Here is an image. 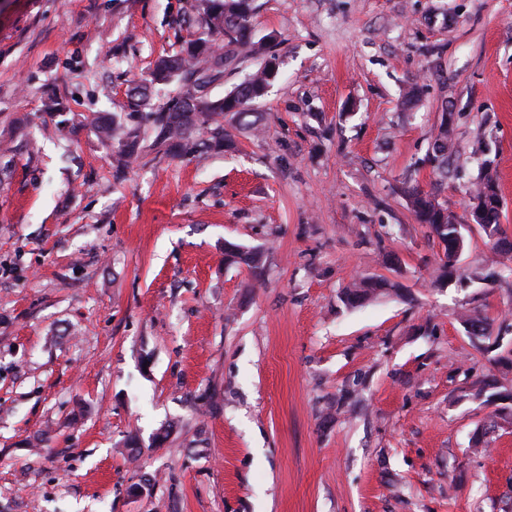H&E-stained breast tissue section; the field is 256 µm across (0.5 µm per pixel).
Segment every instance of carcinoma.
<instances>
[{
    "label": "carcinoma",
    "instance_id": "obj_1",
    "mask_svg": "<svg viewBox=\"0 0 512 512\" xmlns=\"http://www.w3.org/2000/svg\"><path fill=\"white\" fill-rule=\"evenodd\" d=\"M254 10V0H202V12L196 24L203 36L193 40L184 51L159 58L146 82L139 84L142 91L129 97L128 111L99 119L98 132L115 143L113 165L116 174L123 173L136 160L141 137L149 130L155 133L156 145L166 148L169 153L197 133L201 135L197 144L199 153L208 154L233 148L234 137L225 125L247 131L259 128L252 106L265 97L271 85L266 67L250 74L221 100L213 101L205 93L207 86L221 79L225 68L235 62V52L230 50L232 46L260 51L272 61L277 59L266 45L254 41L251 25ZM187 76L192 82L182 86L175 103L152 112L142 111L151 86L181 81ZM449 152L448 114L445 113L427 155L433 174L442 183L448 181ZM493 183L495 180L488 165H482L473 184V197H481ZM405 195L417 222L426 225L442 247L433 271V283H443L460 270V255L453 250L452 242L456 236L463 235V226L458 224L448 207L436 202L419 187L408 188ZM224 260L231 265H244L253 276H261L256 251L228 243L224 247ZM388 293L386 280L361 278L345 288L343 301L350 307H357Z\"/></svg>",
    "mask_w": 512,
    "mask_h": 512
}]
</instances>
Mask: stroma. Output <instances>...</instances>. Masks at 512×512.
<instances>
[{"label": "stroma", "mask_w": 512, "mask_h": 512, "mask_svg": "<svg viewBox=\"0 0 512 512\" xmlns=\"http://www.w3.org/2000/svg\"><path fill=\"white\" fill-rule=\"evenodd\" d=\"M257 4L259 131L118 179L93 115L201 0H0V512H512V249L432 283L404 194L467 222L489 162L512 242V0ZM448 113H444L442 121L434 135L427 155V161L432 167L433 174L444 183L448 181L450 172L448 165ZM224 260L231 265L246 266L254 277L261 276L262 269L259 265V254L256 251L228 243L224 247ZM388 293L389 288L386 280L361 278L353 281L345 288L343 301L350 307H357Z\"/></svg>", "instance_id": "stroma-1"}]
</instances>
